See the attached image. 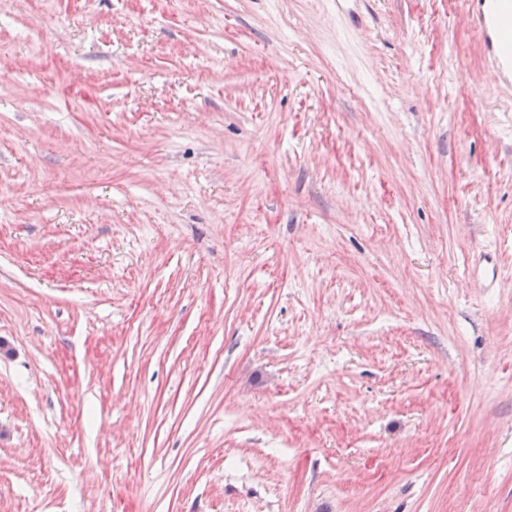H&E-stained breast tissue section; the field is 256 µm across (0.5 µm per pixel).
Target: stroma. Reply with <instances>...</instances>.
<instances>
[{
	"label": "stroma",
	"mask_w": 512,
	"mask_h": 512,
	"mask_svg": "<svg viewBox=\"0 0 512 512\" xmlns=\"http://www.w3.org/2000/svg\"><path fill=\"white\" fill-rule=\"evenodd\" d=\"M0 340V512H512L464 0H0Z\"/></svg>",
	"instance_id": "1"
}]
</instances>
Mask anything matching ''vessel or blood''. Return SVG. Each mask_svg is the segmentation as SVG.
<instances>
[{
    "instance_id": "1",
    "label": "vessel or blood",
    "mask_w": 512,
    "mask_h": 512,
    "mask_svg": "<svg viewBox=\"0 0 512 512\" xmlns=\"http://www.w3.org/2000/svg\"><path fill=\"white\" fill-rule=\"evenodd\" d=\"M472 18L497 74L512 82V0H472Z\"/></svg>"
}]
</instances>
